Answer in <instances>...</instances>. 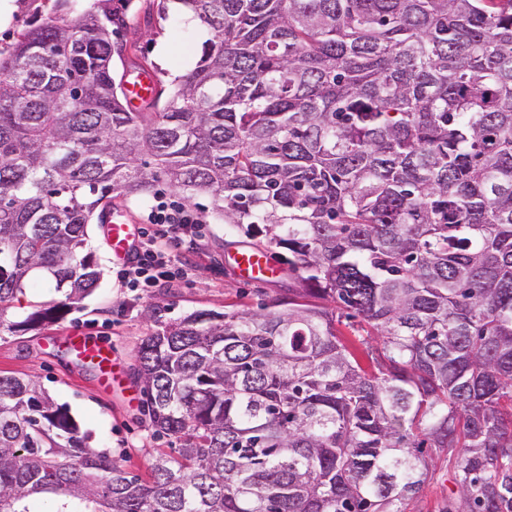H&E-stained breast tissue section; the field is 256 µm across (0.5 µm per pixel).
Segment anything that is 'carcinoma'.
Here are the masks:
<instances>
[{
  "instance_id": "1",
  "label": "carcinoma",
  "mask_w": 512,
  "mask_h": 512,
  "mask_svg": "<svg viewBox=\"0 0 512 512\" xmlns=\"http://www.w3.org/2000/svg\"><path fill=\"white\" fill-rule=\"evenodd\" d=\"M69 2L0 51V328L90 296L89 221L159 182L302 287L142 340L147 415L180 443L148 481L0 376V512H406L425 448L456 455L463 512H512V0H177L212 38L139 112L125 17ZM46 279L62 299L6 321ZM320 299L377 336L369 366Z\"/></svg>"
}]
</instances>
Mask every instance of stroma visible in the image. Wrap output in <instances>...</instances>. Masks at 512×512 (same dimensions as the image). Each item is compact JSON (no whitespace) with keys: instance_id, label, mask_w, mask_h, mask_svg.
Instances as JSON below:
<instances>
[{"instance_id":"obj_1","label":"stroma","mask_w":512,"mask_h":512,"mask_svg":"<svg viewBox=\"0 0 512 512\" xmlns=\"http://www.w3.org/2000/svg\"><path fill=\"white\" fill-rule=\"evenodd\" d=\"M158 0H108L107 6L125 13L127 26L117 36L124 48L127 71L144 62L155 63L163 83L187 73L184 59L198 60L203 41L200 29L187 25L183 13L169 6L166 16L157 13ZM8 26H0V50H8L19 34L52 15L55 0H15ZM168 42L170 59L160 62L159 42ZM203 222L201 237L183 242L177 259L191 267L189 279L167 288L120 286L100 222L89 228L87 249L102 269L98 288L65 317L34 330L0 331V375L35 381L56 402L67 405L91 447L107 450L126 472L149 478L157 449L176 454L178 443L157 437L142 411L143 384L135 350L155 322H169L197 310L242 311L257 309L261 302L287 297L299 288L297 279L276 272L265 279L241 281L231 267L230 256L251 247L250 238L231 231L214 218L211 200L200 195L189 204ZM79 329L97 338L123 369L126 384L108 391L99 388L97 370L82 362L65 340L69 330ZM454 460L441 457L420 491L408 502L407 512H444L454 489Z\"/></svg>"}]
</instances>
